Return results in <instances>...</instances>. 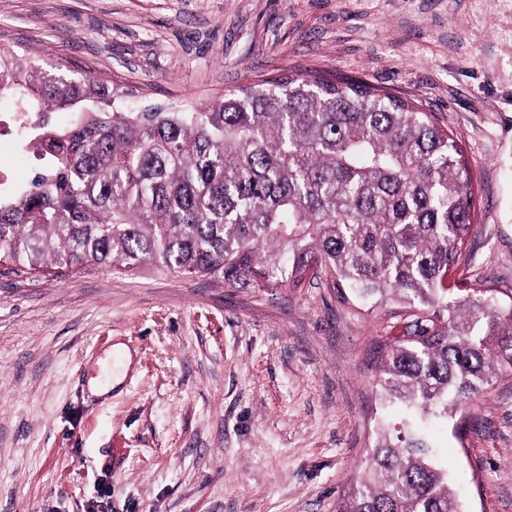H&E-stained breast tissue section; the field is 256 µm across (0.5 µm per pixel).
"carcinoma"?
<instances>
[{
	"mask_svg": "<svg viewBox=\"0 0 512 512\" xmlns=\"http://www.w3.org/2000/svg\"><path fill=\"white\" fill-rule=\"evenodd\" d=\"M92 73L0 44V111L35 123L44 157L0 198V263L19 274L151 263L226 288H301L323 275L376 321L372 386L404 413L381 422L337 512H461L424 426L512 375V293L448 285L474 230L473 175L425 112L337 76L264 81L205 104L125 106Z\"/></svg>",
	"mask_w": 512,
	"mask_h": 512,
	"instance_id": "1",
	"label": "carcinoma"
}]
</instances>
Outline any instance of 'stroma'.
Segmentation results:
<instances>
[{
	"mask_svg": "<svg viewBox=\"0 0 512 512\" xmlns=\"http://www.w3.org/2000/svg\"><path fill=\"white\" fill-rule=\"evenodd\" d=\"M0 44L91 72L125 103L206 102L329 73L386 88L462 147L469 258L512 289V0H0ZM382 329L322 282L227 288L154 265L0 275V512H336L397 424ZM132 356L105 394L116 346ZM433 434L464 512H512V377Z\"/></svg>",
	"mask_w": 512,
	"mask_h": 512,
	"instance_id": "obj_1",
	"label": "stroma"
}]
</instances>
